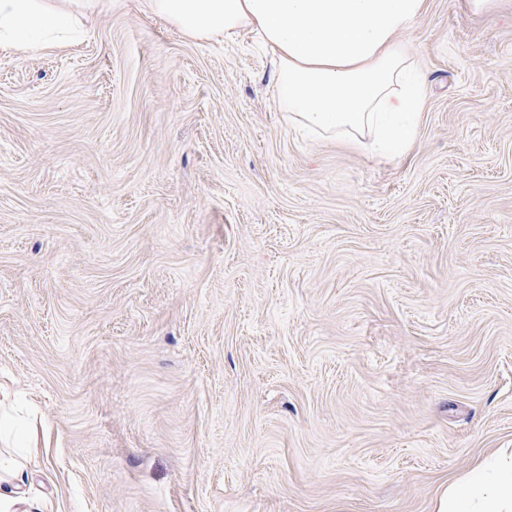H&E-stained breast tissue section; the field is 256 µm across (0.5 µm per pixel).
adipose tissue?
Here are the masks:
<instances>
[{
	"mask_svg": "<svg viewBox=\"0 0 512 512\" xmlns=\"http://www.w3.org/2000/svg\"><path fill=\"white\" fill-rule=\"evenodd\" d=\"M426 0H143L144 9L207 42L252 32L267 48L273 97L299 126L318 134H370L376 155H402L414 142L426 80L401 43ZM70 15L47 0H0V48L31 35L68 38ZM34 448L0 452V512L26 501L22 474ZM433 512H512V451L477 459L443 484Z\"/></svg>",
	"mask_w": 512,
	"mask_h": 512,
	"instance_id": "ef3b65f1",
	"label": "adipose tissue"
}]
</instances>
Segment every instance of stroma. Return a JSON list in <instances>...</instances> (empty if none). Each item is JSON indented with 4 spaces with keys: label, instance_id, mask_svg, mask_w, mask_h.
Wrapping results in <instances>:
<instances>
[{
    "label": "stroma",
    "instance_id": "obj_1",
    "mask_svg": "<svg viewBox=\"0 0 512 512\" xmlns=\"http://www.w3.org/2000/svg\"><path fill=\"white\" fill-rule=\"evenodd\" d=\"M0 50V387L29 512H432L512 448V0H426L399 158L301 132L250 33L112 0Z\"/></svg>",
    "mask_w": 512,
    "mask_h": 512
}]
</instances>
